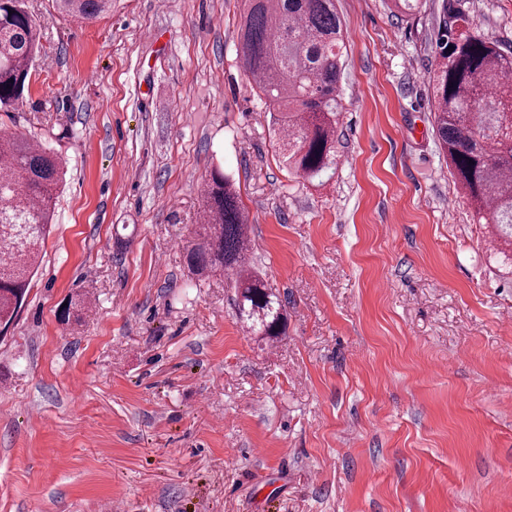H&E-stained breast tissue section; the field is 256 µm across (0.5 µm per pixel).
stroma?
<instances>
[{"instance_id":"1","label":"stroma","mask_w":512,"mask_h":512,"mask_svg":"<svg viewBox=\"0 0 512 512\" xmlns=\"http://www.w3.org/2000/svg\"><path fill=\"white\" fill-rule=\"evenodd\" d=\"M441 3L337 0V164L309 180L241 66V0H27L42 51L0 134L68 173L0 341V512H512V266L439 150ZM457 6L512 52V0ZM216 166L288 314L273 343L232 271L188 270ZM59 13L93 20L112 7V0H55Z\"/></svg>"}]
</instances>
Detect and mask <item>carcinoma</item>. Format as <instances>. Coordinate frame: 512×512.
Segmentation results:
<instances>
[{
  "label": "carcinoma",
  "mask_w": 512,
  "mask_h": 512,
  "mask_svg": "<svg viewBox=\"0 0 512 512\" xmlns=\"http://www.w3.org/2000/svg\"><path fill=\"white\" fill-rule=\"evenodd\" d=\"M59 13L93 20L112 0H55ZM40 22L26 0H0V112L23 106ZM244 67L272 107L282 162L301 177L336 167L339 79L347 41L336 0H244L238 31ZM434 123L452 174L477 220L512 247V53L470 30L452 0L438 23ZM65 161L33 137L0 134V327L28 296L54 216ZM204 222L188 261L197 275L235 272L238 310L270 339L286 334L279 297L246 265L250 239L231 178L216 168L202 189Z\"/></svg>",
  "instance_id": "cac0c4a2"
}]
</instances>
